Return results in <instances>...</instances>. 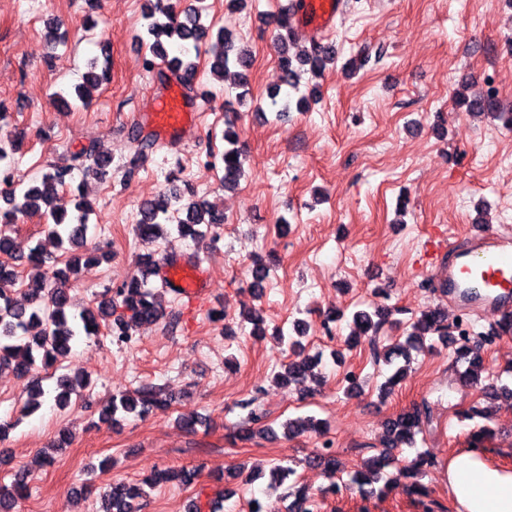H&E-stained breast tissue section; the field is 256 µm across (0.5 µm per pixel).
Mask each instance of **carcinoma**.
Segmentation results:
<instances>
[{"label": "carcinoma", "instance_id": "obj_1", "mask_svg": "<svg viewBox=\"0 0 512 512\" xmlns=\"http://www.w3.org/2000/svg\"><path fill=\"white\" fill-rule=\"evenodd\" d=\"M290 13L291 9L288 7L280 12L274 47L283 71V82L295 89L300 82L301 70L293 65V58L289 55L288 41L292 34ZM144 20L146 24L138 35V40L148 49V54L143 56V66L147 70H154L155 59L168 56L161 40V37H167L171 40V45L179 51V54L171 57L170 62L184 71L181 78L183 87L188 94L193 95L197 72L193 63L184 62L183 56L192 49H198L199 44L209 42L211 76L222 81L231 73L237 79L235 87L240 89L238 97L243 99L249 94L247 71L251 64V51L236 45V39L231 33L222 28L215 31L213 26L202 23L198 9L188 7L178 11L165 0H155L153 7L144 13ZM43 41L48 46L66 43L62 23L58 19L49 18L44 21ZM298 63L309 66L312 74L321 76L328 67L336 64V52L315 43L310 51L298 58ZM110 65V54L105 51L102 56L91 58L87 63V71L82 76L83 82L73 87L72 99L83 107L90 105L99 84L108 79ZM458 97L467 104L469 111L490 115L503 127L512 129V113L500 111L494 95L476 92L470 95L460 93ZM224 141L227 147L221 157L224 164L223 183L224 188L232 189L238 185L242 174L243 155L239 147V134L231 119L226 121ZM16 150L17 141L14 138L9 135L0 136V183L4 185L0 189V254L11 259L25 258L29 272L22 276L14 266L0 263V368H8L19 377H28L34 369L40 367L45 371L49 370L66 358L78 336L97 335L101 323L107 321L119 306L130 312L129 321L116 319L118 337L122 339L128 338L133 325L157 322L164 317V312L154 293L147 287L146 269L151 265L149 261L139 267L138 273L122 282L115 290L114 298L102 301L95 307L84 308L77 314L70 312V295L66 288L68 277L64 271L74 274L81 260L95 261L100 256H107L109 251L99 247L85 258L73 253L66 254L63 260L66 270L58 269L50 275L42 270L45 257L40 244L36 243L28 246L26 251L22 250L23 242L18 240L14 230L18 216L39 215L46 225L49 238L58 248L62 249L67 244L73 249H79L87 238L91 206L80 200L71 213L54 206V199L60 190L69 185V168H55L45 173L40 183L31 186L8 179L4 176L5 167L10 165ZM82 159L89 161L87 172L96 180L105 182L110 178L111 160L99 155L94 143L91 142L74 153V160ZM180 198L179 193L163 192L144 202L140 206L136 224L138 234L145 239L154 240L174 231L182 238L197 240L224 223V211L217 206L203 200L179 207L177 202ZM19 291L26 298L24 304H19L14 299V294ZM386 322L387 317L381 313L357 310L352 314V330L348 336V343L353 345L362 339L369 340L372 357L376 362L382 360L386 365L394 366L396 359L404 360V365L395 366L393 373L381 386L380 396L383 398L407 375L410 350L425 346L428 336L436 335L442 339L451 335L450 327L442 314L437 310H428L410 323L411 331L407 333L404 343L383 352L376 343V336ZM34 323L46 324L43 335H27L28 327ZM483 342V333L475 332L457 351L458 357L468 363L464 372L465 378L470 384L480 387L481 392L489 399L512 397V388L503 383L502 375L485 374L480 354ZM317 364L316 358L290 360L283 365L284 372L279 377L290 384L298 385L311 375ZM87 387L88 381L83 375L75 378L61 375L57 379L56 400L59 405L66 406L72 396L80 394ZM167 406L168 402L158 398L155 389L146 388L136 399L124 395L112 399V403L101 410L99 419L103 422L112 421L120 411L144 416L154 409ZM420 421L421 414L416 409L388 422L385 426L386 447L393 449L413 445ZM283 429L284 434L290 437L310 432L320 434L323 432V424L311 416L297 417L286 421ZM317 460L331 479V483L321 489L320 493L327 495L336 492V460L329 454H321ZM397 463L398 460L388 452L375 456L364 464V468L350 475L347 487L364 498L374 494L384 496L399 488L408 495L428 496L426 488L420 482L423 466L428 464V459L419 453L406 465L399 467ZM194 479L195 474L190 471L166 468L154 471L143 481L141 487L131 486L123 481L114 482L103 492L107 512H140L139 501L146 497L145 488H154L169 482L189 484ZM28 490L27 474L22 470L17 471L11 487L0 490V512H11L16 501L26 496ZM292 496L288 512H312L313 494L306 488L298 487Z\"/></svg>", "mask_w": 512, "mask_h": 512}]
</instances>
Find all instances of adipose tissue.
Instances as JSON below:
<instances>
[{"label":"adipose tissue","mask_w":512,"mask_h":512,"mask_svg":"<svg viewBox=\"0 0 512 512\" xmlns=\"http://www.w3.org/2000/svg\"><path fill=\"white\" fill-rule=\"evenodd\" d=\"M444 475L455 512H512V469L490 463L483 451L461 449Z\"/></svg>","instance_id":"adipose-tissue-1"}]
</instances>
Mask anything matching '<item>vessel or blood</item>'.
<instances>
[{
    "instance_id": "obj_1",
    "label": "vessel or blood",
    "mask_w": 512,
    "mask_h": 512,
    "mask_svg": "<svg viewBox=\"0 0 512 512\" xmlns=\"http://www.w3.org/2000/svg\"><path fill=\"white\" fill-rule=\"evenodd\" d=\"M343 0H295L294 21L311 37L329 40ZM200 106L186 101L173 88L156 97L149 111L141 113L142 125L162 135L190 130ZM165 281L189 303L202 304L206 298L207 272L201 263L163 260ZM448 297L465 308H483L497 313L512 310V235L493 230L472 234L467 249L456 252L440 278Z\"/></svg>"
}]
</instances>
